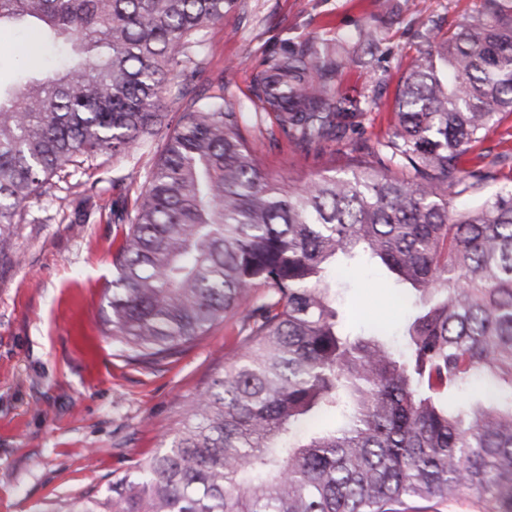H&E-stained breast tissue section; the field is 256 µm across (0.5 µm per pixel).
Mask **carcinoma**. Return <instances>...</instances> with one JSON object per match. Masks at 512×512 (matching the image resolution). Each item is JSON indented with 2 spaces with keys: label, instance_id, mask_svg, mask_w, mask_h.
<instances>
[{
  "label": "carcinoma",
  "instance_id": "obj_1",
  "mask_svg": "<svg viewBox=\"0 0 512 512\" xmlns=\"http://www.w3.org/2000/svg\"><path fill=\"white\" fill-rule=\"evenodd\" d=\"M226 0H0V33L34 52L0 82V249L78 155L128 156L160 123L170 77ZM340 62L290 55L267 77L290 146L318 151L363 113L335 96ZM112 259L104 333L158 364L229 317L224 377L135 480L63 512H402L462 492L512 512V189L466 156L512 115V0L430 43L398 122L347 177L264 174L237 112L180 92ZM365 261L409 290L402 350L346 330L333 284ZM256 286L265 292L249 298ZM495 172H497L496 180L489 181L481 189L469 196L459 198L458 206L479 205L500 189L512 187V169H510V164L506 163L496 166Z\"/></svg>",
  "mask_w": 512,
  "mask_h": 512
}]
</instances>
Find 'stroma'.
I'll use <instances>...</instances> for the list:
<instances>
[{"label":"stroma","mask_w":512,"mask_h":512,"mask_svg":"<svg viewBox=\"0 0 512 512\" xmlns=\"http://www.w3.org/2000/svg\"><path fill=\"white\" fill-rule=\"evenodd\" d=\"M478 8L479 0H230L223 19L201 31L194 76L172 81L162 122L142 150L63 166L24 208L0 259V512H60L75 497H106L160 452L230 363L238 332L231 318L155 365L127 362L103 330L112 256L127 231L114 216L132 208L174 130L180 90L241 113L270 178L344 175L363 144L392 132L400 85L429 34L454 30ZM309 48L342 58L332 89L365 120L304 154L289 147L264 84L275 63ZM336 307L347 327L384 325L402 348L407 311L379 266H364L351 288L337 289Z\"/></svg>","instance_id":"obj_1"}]
</instances>
